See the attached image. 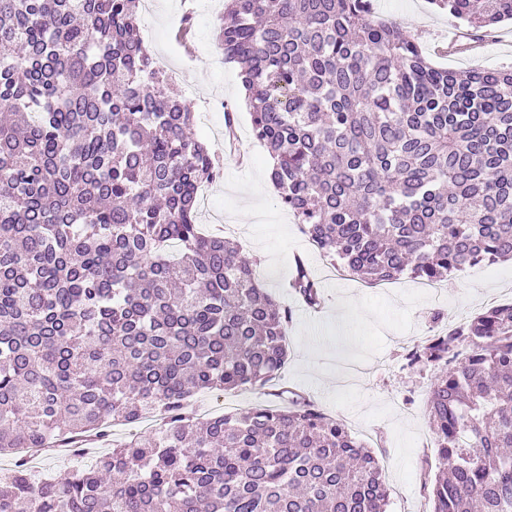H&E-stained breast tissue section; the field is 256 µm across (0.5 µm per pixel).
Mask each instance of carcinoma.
<instances>
[{
  "label": "carcinoma",
  "mask_w": 512,
  "mask_h": 512,
  "mask_svg": "<svg viewBox=\"0 0 512 512\" xmlns=\"http://www.w3.org/2000/svg\"><path fill=\"white\" fill-rule=\"evenodd\" d=\"M139 0H0V512H386L373 453L309 397L196 421L203 389L260 390L288 306L196 224L221 164L146 50ZM270 180L351 277L428 284L512 260V70L458 73L370 0H225ZM475 38L512 0H431ZM288 287L311 308L319 282ZM440 369L432 512H512V305L410 349ZM163 426L63 479L23 453Z\"/></svg>",
  "instance_id": "carcinoma-1"
}]
</instances>
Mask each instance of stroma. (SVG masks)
I'll return each instance as SVG.
<instances>
[{"label":"stroma","mask_w":512,"mask_h":512,"mask_svg":"<svg viewBox=\"0 0 512 512\" xmlns=\"http://www.w3.org/2000/svg\"><path fill=\"white\" fill-rule=\"evenodd\" d=\"M192 10L190 0H141L138 24L144 43L160 68L172 74L173 87L197 114L198 131L219 156L221 177L208 186V203L198 207L201 229L237 241L255 265L264 289L292 311L288 325V363L283 378L309 395L328 415L343 420L351 433L379 458L389 491L387 512H431L420 472L435 443L427 400L434 367L407 368L403 356L447 323L484 309L512 303V261L479 265L452 275L431 289L403 278L378 288L340 276L301 232L277 196L257 192L269 177V156L253 137L239 69L225 61L220 28L224 0H208ZM376 16L397 23L416 40L433 65L456 72L512 67V23L496 26L473 51L437 54V46L466 29L430 0H371ZM222 100L236 105V131L247 165L225 151V115L204 104ZM303 257L322 286L317 316L301 312V303L284 284ZM268 390L201 391L192 399L197 417L208 418L266 405ZM158 419L114 425L109 440L75 451L41 452L29 466L34 480L63 477L110 451L113 442L147 435Z\"/></svg>","instance_id":"stroma-1"}]
</instances>
